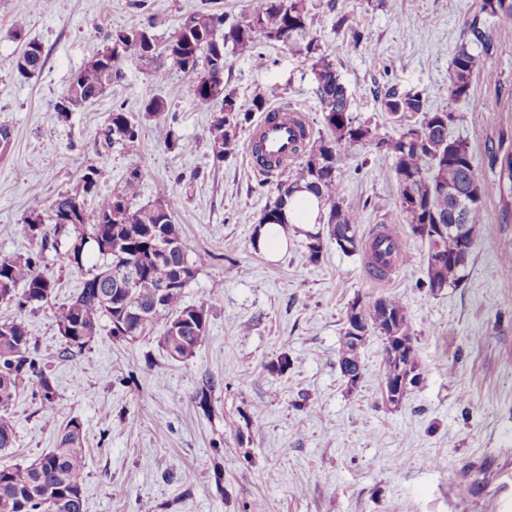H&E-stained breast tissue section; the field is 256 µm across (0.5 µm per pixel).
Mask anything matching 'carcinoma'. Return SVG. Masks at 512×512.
Segmentation results:
<instances>
[{"label":"carcinoma","instance_id":"carcinoma-1","mask_svg":"<svg viewBox=\"0 0 512 512\" xmlns=\"http://www.w3.org/2000/svg\"><path fill=\"white\" fill-rule=\"evenodd\" d=\"M479 13L490 16L503 27L512 26V6L503 2L481 0ZM318 25V18L308 8L306 0H260L257 10L233 24H226L224 14L210 11H192L183 18L168 40L165 53L156 51V37L144 40L137 34L151 25L135 15L122 30L103 35L92 59L71 80L66 94H74L71 105L61 108L55 104L58 116L64 117L95 102L112 83L122 79L119 59L127 53L139 58L150 68L153 78L161 82L166 75L164 58L174 65L194 98L207 104L220 102V109L205 131L213 154L219 163L232 156L239 147V135L250 123L253 113L268 111L263 95H255L251 103L240 102L235 93L224 85V50L231 47L242 55H252L257 41L282 42L297 48L300 55L312 61L313 69L321 71L316 95L322 105L323 122L327 133L311 140L307 128L296 124L294 152L301 162L288 172V180L278 185V194L267 206L258 224L280 221L287 200L297 191L306 190L318 201L319 223L326 229L308 232L307 260L319 261L324 239L349 241V252L364 251L372 258L370 269L382 277L396 265L395 243L377 235L365 239L359 236L358 213L343 206L341 182L336 175L339 152L373 137L371 128L352 117L346 86L341 82L332 61L319 53L317 40L305 44L298 38ZM44 65L43 49L37 43L24 50L17 61L20 76L29 78ZM484 76L492 80L494 72L486 57L461 44L454 53L448 75V86L435 94L454 99L469 96L473 78ZM431 94L427 90L399 92L387 89L381 98V107L398 122L396 135L381 138L376 143L380 159L396 181L399 208L410 229L417 224H454V211L448 207V197H439L437 189L444 184L457 188L477 181L481 194L495 188L500 195L512 196V152L494 159L498 178L489 186L477 172L468 141L453 138L448 126L455 116L447 111L428 108ZM168 111L167 101L158 96L149 98L144 112L134 116L122 109L110 113L99 134V145L108 150L115 146L131 149L141 140L142 124L159 120ZM420 117L414 126L403 124V119ZM97 169L87 168L78 183L58 194L49 205V214L33 210L23 220L22 232L26 238L38 241L41 247L57 246L56 238L64 235L70 242L67 254L71 263L83 267L76 243L91 245L103 263L90 274L79 293L62 304L55 314L59 334L64 339L62 356L72 357L88 346L103 325L115 339L136 340L154 326L163 327L159 347L174 361H185L193 356L202 341L195 328L207 322L205 304H183L184 289L188 283L180 281L185 272L195 279L199 268L209 259L198 253L188 257L180 228L173 217L181 203L177 195L140 208L133 207L139 195L141 174L128 171L120 188L110 194L97 192ZM411 179L410 189L401 184V177ZM95 198V205L87 209V198ZM80 210L78 223H58L63 213ZM52 228H47V224ZM328 235H323V232ZM55 241H49V237ZM427 282L430 290L435 285L457 287L460 271L465 267L470 251L461 249L460 239L436 234L427 238ZM133 265L140 276V286L132 291L116 287L109 273L123 265ZM165 286L164 293L154 289ZM55 290L53 280L38 270L30 256L0 259V303L19 309L28 304L47 302ZM358 305L356 318L369 334L385 336V314L395 319L407 340H412L406 310L393 296L374 301H354ZM354 316L346 315L339 350L338 365L347 385H356L361 377L360 347L348 339L349 325ZM28 389L39 398L46 423L54 424L56 397L51 374L34 354L31 336L25 322L12 319L0 322V450L10 448L16 440L15 421L10 414L20 390ZM56 447L42 454L27 466L0 468V512H83V484L86 452L83 425L71 418L56 429Z\"/></svg>","mask_w":512,"mask_h":512}]
</instances>
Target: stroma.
<instances>
[{"instance_id":"1","label":"stroma","mask_w":512,"mask_h":512,"mask_svg":"<svg viewBox=\"0 0 512 512\" xmlns=\"http://www.w3.org/2000/svg\"><path fill=\"white\" fill-rule=\"evenodd\" d=\"M0 0V257L33 254L58 282L54 297L24 309L0 306V320L24 319L37 353L52 363L59 422L77 418L86 448L84 512H512V205L490 193L482 226L458 287L423 288L428 244L398 220L396 183L375 144L341 151L337 174L344 206L369 236L394 223L408 260L392 274H371L364 252L327 243L317 263L305 237L270 257L254 247L255 226L283 174L251 165L245 125L241 146L214 163L202 132L217 107L198 103L180 72L154 81L136 57L120 62L123 78L97 102L58 116L55 102L93 56L104 33L132 15L149 21L166 44L190 10L238 20L258 0ZM320 19L315 36L351 96V113L377 137L397 133L383 112L386 89L447 84L461 43L486 51L496 77L474 78L468 99L431 98L452 112L451 136L469 142L483 179L495 180L494 156L512 151V26L478 17L480 0H307ZM23 29H15L16 20ZM478 24L487 44L469 32ZM46 63L30 79L15 65L28 42ZM255 56L226 52L224 82L241 101L265 94L269 107L304 113L312 137L325 130L310 60L294 48L259 40ZM166 99L165 118L143 126L138 146L99 154L98 136L115 107L141 113ZM97 190L117 189L131 169L141 173L142 206L177 193L174 213L189 254L212 259L185 288L187 305L207 303V331L193 356L169 360L158 346L162 327L134 341L101 330L89 347L63 360L54 314L75 296L98 261L82 266L67 244L41 248L20 231L32 210L74 186L88 166ZM394 296L403 303L420 381L399 407L382 395L380 336L360 350L362 375L348 387L338 365L345 314L355 299ZM291 365L272 368L280 356ZM215 387L207 408L194 396L203 378ZM16 444L0 466H26L54 447L42 407L30 392L11 407ZM136 430H128V418ZM191 473L190 483L180 476Z\"/></svg>"}]
</instances>
